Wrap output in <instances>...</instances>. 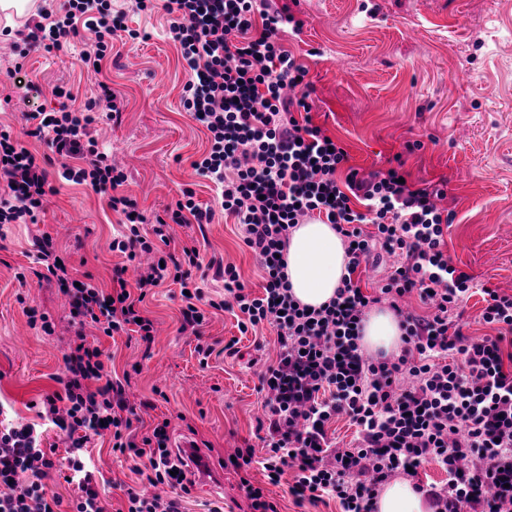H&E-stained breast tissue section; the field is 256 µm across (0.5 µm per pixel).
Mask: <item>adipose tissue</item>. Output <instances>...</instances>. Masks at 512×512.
<instances>
[{"label":"adipose tissue","instance_id":"1","mask_svg":"<svg viewBox=\"0 0 512 512\" xmlns=\"http://www.w3.org/2000/svg\"><path fill=\"white\" fill-rule=\"evenodd\" d=\"M285 274L291 293L301 304L317 308L329 303L346 273L345 246L332 225L312 222L292 229ZM402 332L388 309L371 311L363 323L361 346L370 355L397 352ZM377 512H431L424 494L407 479L387 483L377 500Z\"/></svg>","mask_w":512,"mask_h":512}]
</instances>
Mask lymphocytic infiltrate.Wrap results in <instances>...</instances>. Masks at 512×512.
Segmentation results:
<instances>
[{
	"label": "lymphocytic infiltrate",
	"instance_id": "lymphocytic-infiltrate-1",
	"mask_svg": "<svg viewBox=\"0 0 512 512\" xmlns=\"http://www.w3.org/2000/svg\"><path fill=\"white\" fill-rule=\"evenodd\" d=\"M163 8L169 31L190 70L183 108L208 132V152L195 168L214 182L225 214L244 224V243L263 271L262 294L246 290L235 266L223 269V299L206 298L191 283L199 266L197 248L168 252L169 224L211 223L212 209L200 207L184 190L169 220L141 229L142 215L125 182L91 134L95 103L81 109L39 110L26 115L27 135L63 158L61 176L109 193V205L123 215L111 250L128 261L143 255L135 290L108 292L75 283L51 238H43L35 261L45 280H57L73 318L104 335L133 332L154 340V325L143 317L139 296L165 281L186 289L182 329L203 323L201 304L238 309L240 332L270 327L277 335L276 359L259 377L264 417L257 424L261 449L239 448L234 469L258 464L265 478L293 470L290 492L296 503L328 496L341 512H377L379 491L391 478L433 462L448 474L443 483L419 485L433 512H512V369L504 343L512 335V293L487 289L481 312L497 333L471 340L463 332V304L475 286L444 249L455 213L438 207L440 188L401 182L399 170L362 173L348 166V153L315 125L308 114L313 91L306 67L281 41L284 31L300 33L304 23L276 0H134L142 12ZM40 20L23 38L26 50H58L81 31L95 37L91 62L100 69L112 38L127 32L126 14L112 0H65L60 10L42 6ZM48 172L30 149L0 129V224H34L44 210ZM323 218L343 240L347 277L328 305L312 309L290 293L286 247L293 228ZM397 263L368 295L351 275L374 250ZM418 293L431 307L426 316L401 302ZM388 302L399 320L398 353L372 357L360 345L362 323L372 307ZM102 351L83 330L65 353L58 391L46 394L43 419L67 435L65 456L42 445L31 424L0 427V512H106L86 444L108 430L112 449L143 459L138 474L148 492L129 490L127 512H183L190 463L169 446L167 424L141 441L131 436L134 407L124 385L112 378ZM356 427L351 446L332 447L328 426L337 416ZM59 472L80 491L63 501L47 481ZM171 497L156 494L158 486Z\"/></svg>",
	"mask_w": 512,
	"mask_h": 512
}]
</instances>
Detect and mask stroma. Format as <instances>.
I'll list each match as a JSON object with an SVG mask.
<instances>
[{
    "label": "stroma",
    "instance_id": "stroma-1",
    "mask_svg": "<svg viewBox=\"0 0 512 512\" xmlns=\"http://www.w3.org/2000/svg\"><path fill=\"white\" fill-rule=\"evenodd\" d=\"M304 22L300 34L284 33L288 47L307 67L311 116L346 148L362 171L401 166L418 187L443 184L456 213L446 250L456 266L480 286L512 293V0H284ZM131 0H112L125 11L141 39L118 40L117 62L101 72L81 57L90 49L77 37L62 49L20 56L17 36L0 35V126L23 133L26 113L59 108L55 88L77 103L98 96L108 83L123 107L120 122L99 116L91 127L100 148L127 176L123 187L147 222L179 199L183 189L216 210L212 223L177 224L170 250L197 247L201 268L191 275L204 294L223 293L224 280L209 262L236 266L241 280L259 290L261 270L243 243V229L217 210V187L193 163L208 147L205 129L184 111L181 96L190 79L163 10L135 12ZM48 167L54 188L38 223L0 228V406L20 422L38 419L37 405L57 390L63 356L75 338L70 306L59 286L17 274L29 266L34 245L51 237L57 253L77 275L104 290L114 286L124 255L110 251L120 217L106 194L74 185ZM180 287L167 282L141 305L155 326L152 344L122 333L107 337L86 327L110 356L117 375L127 376L125 397L134 407L132 435L141 438L169 420L172 446L199 443L216 482L195 481L183 500L185 512H250L241 478L264 487L278 512H339L336 500L296 504L291 475L267 484L258 465L237 470L224 460L253 445L263 398L259 376L276 351L268 327L243 334L231 311L205 308L198 333L180 329ZM46 314L52 335L29 323V311ZM238 339L242 356H220ZM216 353L201 362L197 345ZM87 448L102 479L98 489L108 512L124 508L128 489L141 486L135 458L114 452L110 434L91 437Z\"/></svg>",
    "mask_w": 512,
    "mask_h": 512
}]
</instances>
